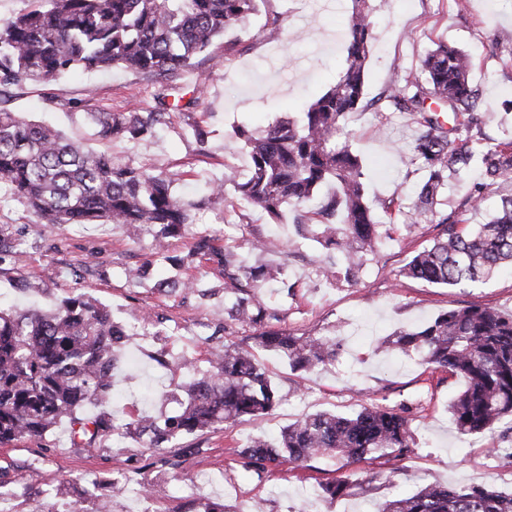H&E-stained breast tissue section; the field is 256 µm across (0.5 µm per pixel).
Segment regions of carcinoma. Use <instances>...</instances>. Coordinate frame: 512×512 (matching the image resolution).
Instances as JSON below:
<instances>
[{
    "instance_id": "obj_1",
    "label": "carcinoma",
    "mask_w": 512,
    "mask_h": 512,
    "mask_svg": "<svg viewBox=\"0 0 512 512\" xmlns=\"http://www.w3.org/2000/svg\"><path fill=\"white\" fill-rule=\"evenodd\" d=\"M38 5L0 24V93L30 82L48 83L76 70L122 67L150 81L155 106L133 112H101L93 97L71 105L104 138L138 140L164 124L168 111L193 108L201 93L189 90L184 73L195 66L214 39L245 24L261 0H37ZM285 17H267L266 33L278 38ZM374 29L369 0H353L346 25V67L336 83L307 104L300 119L280 118L266 129L233 130L247 148L249 172L243 179L215 180L203 197L184 201L173 191L178 173H151L109 154L85 149L41 123L0 111V186L52 227L109 224L150 227L159 261L174 275L154 287L171 295L196 291L207 297L191 270L205 262L234 296V321L260 326L253 347L283 357L290 369L312 373L339 355L336 336H297L261 328L277 319L260 295L275 281L290 294L288 263L246 265L227 244L209 234L193 238L184 254L167 245L184 236L191 211L224 199L226 186L251 207L280 222L285 208L296 212L295 231L316 239L326 262V279L352 280L390 227L375 217L364 182V167L349 140L339 139L349 114L364 107L366 71ZM492 52L512 58V38L496 36ZM471 61L446 41L424 55L420 73L389 82L382 100L418 124L411 165L423 172L408 211L412 223L432 217L439 232L415 252L402 270L406 278L438 287H457L488 278L512 264V194L485 224L464 227L463 212L477 208L484 191L512 181V139L490 138L481 112L480 88L470 81ZM191 98H186L187 94ZM485 182L471 187L459 205L439 212L448 181L473 165ZM7 224H0V266L19 251ZM125 323L95 300L79 293L48 312L0 308V445L19 438H44L62 423L73 445L90 446L115 430L112 416L88 414L93 402L112 400V371L119 359L115 340L129 336ZM380 347L415 353L422 364L464 380L449 405L460 435L478 437L502 427L493 453L512 466V313L465 305L442 312L414 329L383 339ZM185 384L173 385L184 398L161 420L137 416L122 434L142 438L158 453L173 439L203 433L226 423L273 414L282 396L253 352L226 340L201 372L190 359ZM414 448L409 420L386 406L370 404L351 414L330 411L284 427L280 438L254 439L240 452L250 464L304 462L329 457L347 464L381 453L401 460ZM348 480L321 485V498L349 493ZM375 512H512V492L484 486L428 484L376 506Z\"/></svg>"
}]
</instances>
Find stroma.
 <instances>
[{
  "instance_id": "stroma-1",
  "label": "stroma",
  "mask_w": 512,
  "mask_h": 512,
  "mask_svg": "<svg viewBox=\"0 0 512 512\" xmlns=\"http://www.w3.org/2000/svg\"><path fill=\"white\" fill-rule=\"evenodd\" d=\"M351 5V0H265L244 26L217 39L186 74V81L204 88L192 115H173L151 137L100 138L81 114L68 107L89 95L107 112L152 105L150 82L120 68L78 71L48 84H27L11 92L6 107L24 119L55 126L85 147L155 172L182 173L177 194H199L207 180L223 177L226 170L247 175L249 157L232 137L235 127L264 128L300 111L336 82L346 65L344 31ZM372 5L368 104L350 116L344 133L364 162L370 200L394 195L408 204L423 177L410 163L417 124L412 115L388 111L380 104L381 92L395 73L418 68L425 51L445 40L472 60L471 79L482 91L487 134L497 138L512 133V62L493 56L490 48L492 36H512V0H373ZM272 12L287 19L286 31L276 40L265 36ZM194 119L208 130L205 143H198L190 132ZM0 224L10 225L24 241L16 261L0 272L1 306L47 309L81 292L120 319L134 307L163 318L168 335L143 347L130 340L126 349L137 352L138 365L123 363L113 373L116 398L111 411L121 421H130L135 414L176 410V402L155 397L154 392L183 377V358H194L203 370L210 351L225 340L251 343L254 328L225 319L224 288L207 265H198L193 275L212 287L209 297L194 292L168 296L127 279L126 269L154 258V241L147 230L98 224L53 230L38 224L10 198L0 201ZM218 229L246 263L287 260L289 277L298 287L290 295L268 296V305L280 311L274 325L298 335L337 332L342 344L335 364L299 375L279 358L259 352L283 396L279 410L174 439L160 459L129 438L116 442L104 437L92 446L74 447L64 424L42 439L0 445V495L9 512H30L36 500L44 501L51 512L72 507L87 512L92 500L84 496L80 481L89 473L106 478L102 491L109 496L112 512H142L146 506L152 512H203L208 503L223 505L224 512H249L257 502L263 512H307L314 502L319 512H373L376 504L423 484L512 490L492 458L499 430L466 438L455 427L448 406L463 381L431 372L417 358L376 348L380 337L458 306L512 312V267L465 288L403 278L401 269L431 243L436 228L428 222L399 220L355 281H320L315 269L323 256L321 246L297 236L291 224L274 223L235 195L193 211V232ZM259 238L266 242L265 251L253 248ZM369 403L405 409L415 439L408 458L366 459L345 467L333 459L314 458L264 470L247 466L239 454L252 439L274 438L283 427L311 413H351ZM202 472L213 474L214 483L196 499H186L184 484ZM134 474L151 483L149 505H142L131 492L126 478ZM339 477L351 484L348 496L319 502L321 484Z\"/></svg>"
}]
</instances>
